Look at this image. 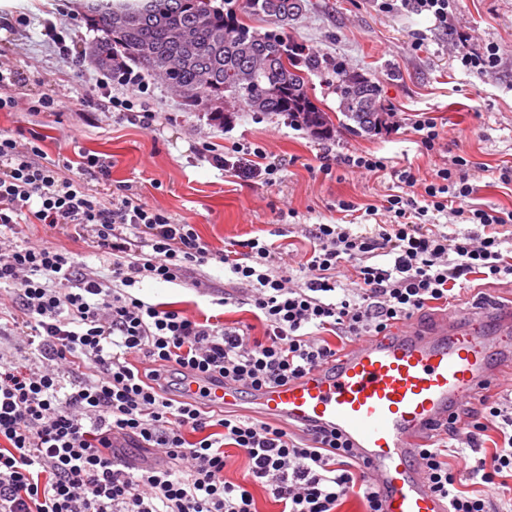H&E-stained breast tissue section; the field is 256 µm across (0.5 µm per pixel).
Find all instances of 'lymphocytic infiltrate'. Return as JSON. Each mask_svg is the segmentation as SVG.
<instances>
[{
  "instance_id": "f902f5d3",
  "label": "lymphocytic infiltrate",
  "mask_w": 512,
  "mask_h": 512,
  "mask_svg": "<svg viewBox=\"0 0 512 512\" xmlns=\"http://www.w3.org/2000/svg\"><path fill=\"white\" fill-rule=\"evenodd\" d=\"M116 81L122 92H113ZM99 87L119 116L152 126L156 114L144 106L149 85L140 76L106 74ZM39 142L34 131H0V284L14 288L0 306L8 318L0 335L22 338L33 357L0 356V512H256L253 484L266 487L280 512H335L351 494L366 512H381L375 484L336 431L312 425L298 438L272 422L210 411L202 400L184 399L181 387L191 376L248 391L287 383L336 360L339 351L322 332L350 342L385 336L430 303L453 301L459 279L512 276L504 254L512 233L450 238L430 227L433 215L448 213L484 227L512 224L511 212L469 205V160L452 156L423 178L390 171L386 158L370 153L344 157L372 175L392 172L401 190L365 209L375 221L369 232L314 225V246L299 262L305 279L295 286L279 272L282 252L266 241L214 251L193 225L113 187L98 156H83L77 180L70 160L46 161ZM202 156L227 172L263 161L270 181L281 170L258 145L218 153L206 142ZM22 219L40 225L46 242L7 237ZM56 235L90 240L109 255L115 287L79 271L71 251L53 244ZM380 255L390 265L375 264ZM212 260L250 286L262 338L131 293L146 280L181 282ZM347 266L357 285L344 289L339 276ZM491 425L501 444L484 459ZM126 439L154 449L157 461L120 460L114 447ZM229 446L248 461L247 483L224 477L233 463ZM420 462L450 512H506L512 400L482 403L463 424L442 425ZM465 480L480 482L484 493L462 491Z\"/></svg>"
}]
</instances>
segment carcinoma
I'll return each mask as SVG.
<instances>
[{
    "mask_svg": "<svg viewBox=\"0 0 512 512\" xmlns=\"http://www.w3.org/2000/svg\"><path fill=\"white\" fill-rule=\"evenodd\" d=\"M247 12L266 23L261 32L224 10L217 0H82L81 8L102 35L89 48L94 64L112 71L114 59L131 61L159 76L170 88L200 90L210 112L224 117V101L240 110L283 112L296 126L327 138L334 124L309 93L308 73L336 75L339 111L353 133H374L379 127L367 116L386 111L379 86L339 61L306 53L288 35L280 20L295 9L294 0H245ZM193 28L190 41L170 40L177 27ZM152 49V55L143 48ZM175 55L178 68L162 71L163 60Z\"/></svg>",
    "mask_w": 512,
    "mask_h": 512,
    "instance_id": "cac0c4a2",
    "label": "carcinoma"
}]
</instances>
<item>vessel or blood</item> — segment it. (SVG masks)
Returning a JSON list of instances; mask_svg holds the SVG:
<instances>
[{"instance_id": "obj_1", "label": "vessel or blood", "mask_w": 512, "mask_h": 512, "mask_svg": "<svg viewBox=\"0 0 512 512\" xmlns=\"http://www.w3.org/2000/svg\"><path fill=\"white\" fill-rule=\"evenodd\" d=\"M511 357L510 316L486 319L473 309L429 329L411 318L400 334L358 343L335 365L263 387L251 400L266 418L338 430L379 489L383 512H446L419 450L458 406L501 391ZM183 390L215 409L242 397L237 385L216 381L190 379Z\"/></svg>"}]
</instances>
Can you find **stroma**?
I'll list each match as a JSON object with an SVG mask.
<instances>
[{"label": "stroma", "instance_id": "obj_1", "mask_svg": "<svg viewBox=\"0 0 512 512\" xmlns=\"http://www.w3.org/2000/svg\"><path fill=\"white\" fill-rule=\"evenodd\" d=\"M77 3L69 0L67 12L60 14L57 0H0V17L23 14L29 20L18 33L0 30V47L7 49L19 74L15 93L55 100L51 112H0V130L38 132L52 159L64 155L75 161L89 152L111 162L113 185L193 224L213 250L257 237L303 251L310 247L308 228L337 221L338 201L362 210L396 192L391 175L372 176L342 164V157L354 152L387 158L394 168L409 167L423 177L446 159L464 156L475 170L471 203L512 212V184L497 181L499 168L512 166V0H459L455 25L471 35L463 45L399 7L382 12L374 0H305L289 26L295 42L379 83L392 109L380 133L358 136L338 126L327 139L294 126L283 113L228 112L219 120L186 110L154 75L148 78L152 94L147 106L156 121L148 129L129 123L108 111L97 87L101 73L83 50L98 33ZM48 19L68 30L71 58H61L45 36ZM418 35L424 42L417 49L412 41ZM491 43L502 56L496 71L477 75L462 70L457 53L482 51ZM423 114L443 134L440 150L425 151L417 141L412 124ZM206 142L219 150L235 143L262 146L282 170L272 183L225 173L200 156ZM324 155L333 161L328 175L319 170ZM200 280L208 282V289L197 288ZM133 293L229 327L250 326L257 337L263 334L246 290L213 260L182 283L147 280ZM222 293L229 301L216 305ZM456 304L512 311V277L497 281L470 275Z\"/></svg>", "mask_w": 512, "mask_h": 512}]
</instances>
